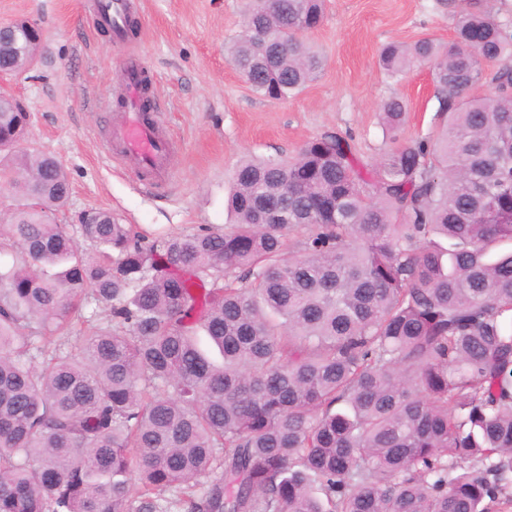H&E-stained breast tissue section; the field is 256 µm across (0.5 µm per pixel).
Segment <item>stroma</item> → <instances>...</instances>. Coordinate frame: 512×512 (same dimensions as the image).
<instances>
[{
	"label": "stroma",
	"instance_id": "1",
	"mask_svg": "<svg viewBox=\"0 0 512 512\" xmlns=\"http://www.w3.org/2000/svg\"><path fill=\"white\" fill-rule=\"evenodd\" d=\"M96 5L0 0V25L29 20L44 34L34 67L1 79L0 92L26 105L29 147L54 155L70 180L57 223L74 225L87 212L105 210L154 239L228 224L229 179L245 156L292 158L337 130L371 165L395 142L434 136L438 102L430 69L396 82L380 70L378 54L391 41H450L464 0H327L323 23L308 34L324 57L320 77L276 102L256 94L228 54L244 0H137L138 32L119 47L95 25ZM129 53L149 70L151 96L176 144L172 176L155 192L132 177L133 160L108 162L98 146L119 116L117 75ZM392 96L408 106L394 137L380 116L381 101ZM102 100L111 111L99 108Z\"/></svg>",
	"mask_w": 512,
	"mask_h": 512
}]
</instances>
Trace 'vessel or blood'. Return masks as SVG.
I'll return each instance as SVG.
<instances>
[{
    "instance_id": "b4317fda",
    "label": "vessel or blood",
    "mask_w": 512,
    "mask_h": 512,
    "mask_svg": "<svg viewBox=\"0 0 512 512\" xmlns=\"http://www.w3.org/2000/svg\"><path fill=\"white\" fill-rule=\"evenodd\" d=\"M136 12V0H99L98 18L109 23L115 42H123L126 24ZM145 67L139 57L130 55L123 62L120 89L124 112L103 142L104 152L113 158L133 156L137 159L136 175L146 187L154 188L166 181L175 143L169 136L157 110L144 109Z\"/></svg>"
}]
</instances>
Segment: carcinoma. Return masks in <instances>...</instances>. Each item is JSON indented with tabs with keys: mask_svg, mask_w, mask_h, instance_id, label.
I'll use <instances>...</instances> for the list:
<instances>
[{
	"mask_svg": "<svg viewBox=\"0 0 512 512\" xmlns=\"http://www.w3.org/2000/svg\"><path fill=\"white\" fill-rule=\"evenodd\" d=\"M271 2L246 0L230 57L283 101L323 69L326 0ZM511 59L474 2L447 45L385 44L388 78L431 67L435 138L370 168L338 133L245 158L232 224L159 242L109 211L56 223V159L0 153V512H512ZM380 110L396 134L405 102ZM27 126L0 112L1 141Z\"/></svg>",
	"mask_w": 512,
	"mask_h": 512,
	"instance_id": "obj_1",
	"label": "carcinoma"
}]
</instances>
